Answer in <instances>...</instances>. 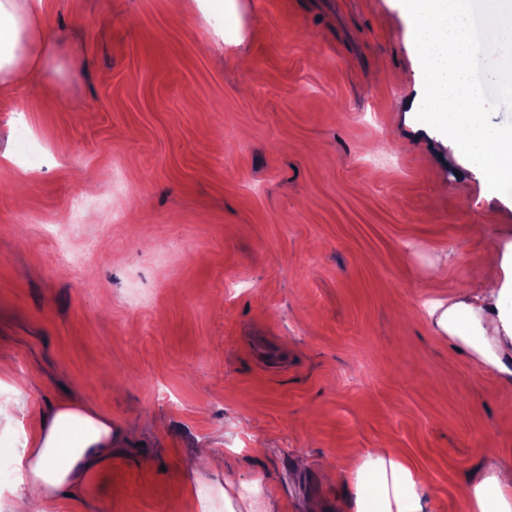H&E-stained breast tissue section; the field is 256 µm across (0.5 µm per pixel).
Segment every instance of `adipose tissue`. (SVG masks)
Instances as JSON below:
<instances>
[{"mask_svg": "<svg viewBox=\"0 0 512 512\" xmlns=\"http://www.w3.org/2000/svg\"><path fill=\"white\" fill-rule=\"evenodd\" d=\"M53 50L45 0H0V105L39 71ZM504 281L459 292L428 315L482 365L512 381V254H490ZM120 439L110 419L67 402L43 415L13 462L14 512H45L61 491L81 493ZM432 487L416 468L386 449H359L348 473L343 512H422ZM462 493L470 512H512V467L491 463L484 477Z\"/></svg>", "mask_w": 512, "mask_h": 512, "instance_id": "obj_1", "label": "adipose tissue"}]
</instances>
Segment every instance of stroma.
<instances>
[{"label":"stroma","mask_w":512,"mask_h":512,"mask_svg":"<svg viewBox=\"0 0 512 512\" xmlns=\"http://www.w3.org/2000/svg\"><path fill=\"white\" fill-rule=\"evenodd\" d=\"M236 3L46 0L54 51L0 108V403L120 432L49 512H224L228 474L341 512L360 448L426 474L423 512H469L461 486L512 465V382L426 307L499 277L512 196L403 109L399 0ZM32 427L0 424V512Z\"/></svg>","instance_id":"35a3bbf8"}]
</instances>
